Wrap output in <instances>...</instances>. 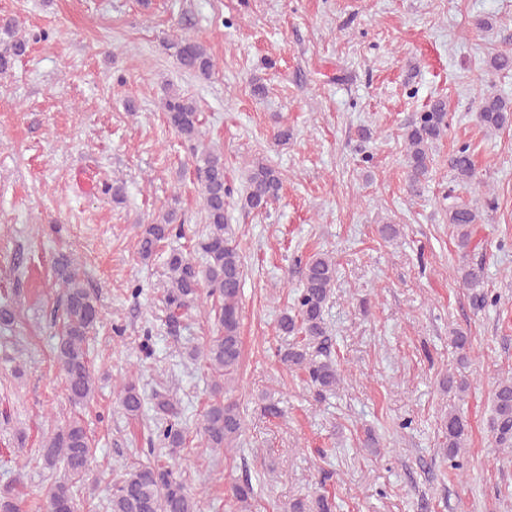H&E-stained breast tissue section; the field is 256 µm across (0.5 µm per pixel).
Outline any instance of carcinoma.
<instances>
[{
	"label": "carcinoma",
	"instance_id": "cac0c4a2",
	"mask_svg": "<svg viewBox=\"0 0 512 512\" xmlns=\"http://www.w3.org/2000/svg\"><path fill=\"white\" fill-rule=\"evenodd\" d=\"M28 40L20 33L13 17H0V73L10 70L23 56ZM165 49L180 68L197 78L209 79L215 64L207 47L189 36L173 38ZM487 65L495 71L512 70V52L491 54ZM166 120L190 149L194 172L201 186L205 229L197 242L199 257L180 249L171 250L166 258L165 304L169 319L196 301L201 295L215 301L216 330L198 346L187 351L190 360H201L212 374L209 402L201 423L196 428L200 446L212 451H229L237 447L245 431V421L238 404L228 398L242 361L240 300L244 276V261L228 224L227 208L234 189L225 180L224 153L204 145L202 119L196 102L176 91L166 92L163 101ZM476 121L487 132L502 129L512 123V105L494 94L481 98ZM448 108L444 98L429 101L423 112L404 127V162L409 191L417 194L429 173L430 155L434 144L447 132ZM449 168L457 182H469L475 173L469 147L458 148L449 159ZM282 177L278 167L265 157L249 165L238 203L249 212L262 213L279 196ZM178 199L168 205L151 223L142 227L138 240V255L149 261L161 243L173 236L178 224ZM482 221L478 207L466 202L448 207V223L456 230L457 247L462 264L457 268L461 283L474 291L476 308L493 306L497 298L484 287V264L468 259L475 224ZM56 276L61 286L62 330L54 347V356L63 376L69 401L75 406L88 403L95 394L96 377L89 363L91 335L99 322L97 298L84 286L74 260L62 257L57 261ZM302 288L291 307L279 319V329L291 337L281 361L302 376L319 396L336 392L344 376L331 355L332 338L324 319V311L332 294L337 276V264L327 253L310 256L301 266ZM452 347L467 359L473 349L471 337L457 332L450 338ZM118 406L128 417L143 414L145 396L133 381L116 386ZM494 416L492 431L496 443L512 447V376L501 378L492 393ZM153 407L162 427L159 437L169 453L185 447L187 435L179 422L178 402L167 392L156 390ZM468 427L462 416L448 412L444 421V448L449 467L461 471L460 459ZM45 467L62 465L64 475L51 482L40 501L42 512H75L77 483L90 471L93 450L86 430L77 420L47 437L40 448ZM239 504V512H250L253 487L250 480L231 487ZM333 502L325 494L289 504L288 512H333ZM0 512H21L19 494L11 489L0 492ZM109 512H201L200 493L192 491L174 468L159 461L133 465L112 485Z\"/></svg>",
	"mask_w": 512,
	"mask_h": 512
}]
</instances>
